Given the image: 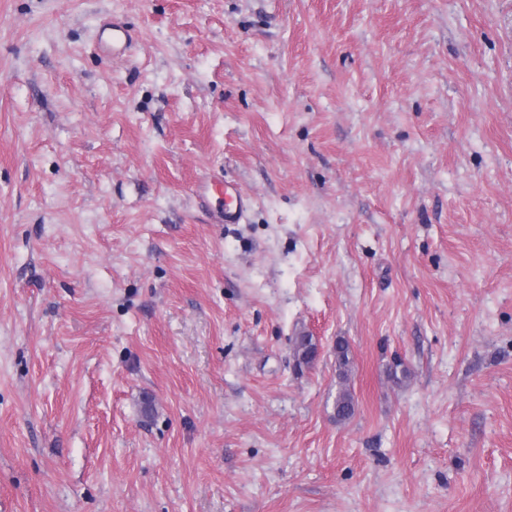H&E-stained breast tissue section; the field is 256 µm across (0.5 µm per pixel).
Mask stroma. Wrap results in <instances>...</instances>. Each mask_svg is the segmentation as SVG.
Wrapping results in <instances>:
<instances>
[{
	"instance_id": "stroma-1",
	"label": "stroma",
	"mask_w": 512,
	"mask_h": 512,
	"mask_svg": "<svg viewBox=\"0 0 512 512\" xmlns=\"http://www.w3.org/2000/svg\"><path fill=\"white\" fill-rule=\"evenodd\" d=\"M0 512H512V0H0ZM250 206V201L238 185L224 182V209L218 212V222L238 224Z\"/></svg>"
}]
</instances>
